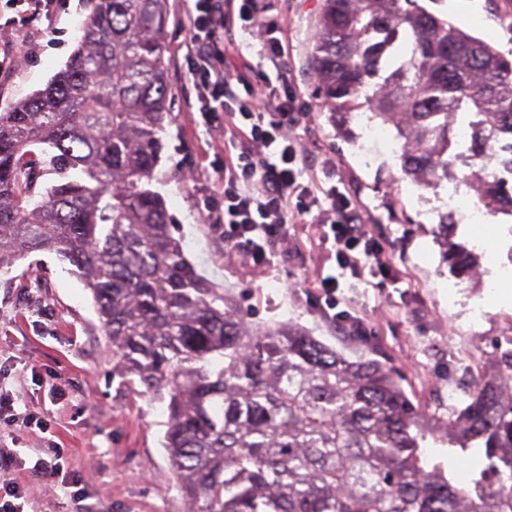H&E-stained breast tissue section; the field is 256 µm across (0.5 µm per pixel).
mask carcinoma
Returning a JSON list of instances; mask_svg holds the SVG:
<instances>
[{
  "instance_id": "cac0c4a2",
  "label": "carcinoma",
  "mask_w": 512,
  "mask_h": 512,
  "mask_svg": "<svg viewBox=\"0 0 512 512\" xmlns=\"http://www.w3.org/2000/svg\"><path fill=\"white\" fill-rule=\"evenodd\" d=\"M64 68L0 106V271L36 251L91 291L129 382L166 404L165 448L195 512H512V351L448 418L429 417L387 363L352 360L303 326H253L198 273L152 189L171 120L168 0H87ZM439 0H323L311 64L336 135L356 113L395 130L402 174L422 189L473 180L512 215V60L429 7ZM470 125L460 151L453 125ZM433 236L450 272L477 256ZM483 450L469 485L429 463Z\"/></svg>"
}]
</instances>
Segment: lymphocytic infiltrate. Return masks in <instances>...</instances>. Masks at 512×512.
Segmentation results:
<instances>
[{"mask_svg":"<svg viewBox=\"0 0 512 512\" xmlns=\"http://www.w3.org/2000/svg\"><path fill=\"white\" fill-rule=\"evenodd\" d=\"M189 40L186 61L191 64L199 110L205 118L224 113L234 128L224 143V210L216 223L224 227V246L247 253L252 261L264 260L269 248L288 237L289 198L301 187L296 167L304 154L288 128L294 125V98L275 89L249 92L240 96L239 87L248 86L245 67L224 63L222 43L225 34L242 30L258 36L262 52L273 67H280L284 56L281 16L253 8L244 0L240 8L224 5L223 0H192L188 10ZM336 262L363 277L380 255L378 244L362 225L345 219V199L336 193L326 197ZM46 476L56 479L77 512H98L89 503L78 475L67 470L63 461L37 459Z\"/></svg>","mask_w":512,"mask_h":512,"instance_id":"1","label":"lymphocytic infiltrate"}]
</instances>
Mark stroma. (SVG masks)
I'll return each instance as SVG.
<instances>
[{
    "label": "stroma",
    "instance_id": "stroma-1",
    "mask_svg": "<svg viewBox=\"0 0 512 512\" xmlns=\"http://www.w3.org/2000/svg\"><path fill=\"white\" fill-rule=\"evenodd\" d=\"M321 3L256 0L287 20L282 70L241 31L224 55L250 62L253 85L288 84L299 110L293 133L305 150L302 183L334 186L348 198L347 217L379 243L389 272L341 278L336 307L327 310L318 278L338 268L320 239L315 211L289 225L287 243L267 261L256 264L244 252L225 249L224 227L209 223L207 212L224 209L226 130L223 121L205 124L189 109L195 93L184 60L186 0H168L172 119L153 188L165 199L187 257L234 297L247 321L299 323L352 359L373 351L396 369L426 414L444 415L448 386L468 390L498 359L503 338L512 336V288L490 295L453 277L431 233L446 211L443 200L404 179L391 151L371 146L364 163L362 141L337 136L309 68ZM437 9L512 55V29L491 15L487 0H439ZM87 14L85 0H0V103L26 97L64 67ZM457 238L491 270L496 256L512 248V236L493 229L476 237L462 224ZM0 383L17 388L22 405L45 423L41 429L0 425V439L25 459L6 477L32 491L38 512L74 510L56 483L33 468L36 458L57 456L80 475L102 512H190L163 446L164 405L121 374L89 289L55 254L31 253L0 274ZM53 383L60 396L50 395Z\"/></svg>",
    "mask_w": 512,
    "mask_h": 512
}]
</instances>
